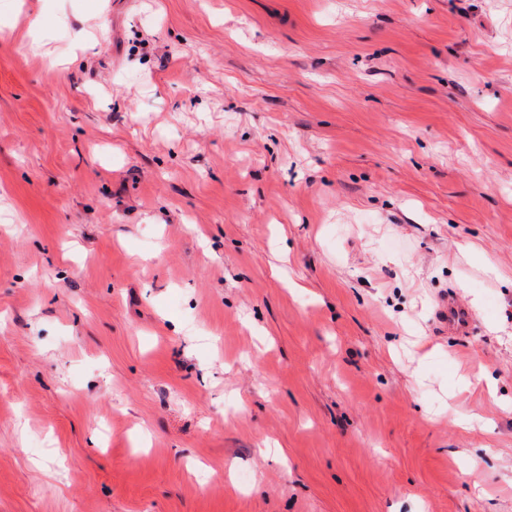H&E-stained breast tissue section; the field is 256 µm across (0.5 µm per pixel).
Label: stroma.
<instances>
[{
  "label": "stroma",
  "instance_id": "obj_1",
  "mask_svg": "<svg viewBox=\"0 0 512 512\" xmlns=\"http://www.w3.org/2000/svg\"><path fill=\"white\" fill-rule=\"evenodd\" d=\"M7 26L0 512H512V0ZM438 313L443 327L455 334H468L474 327L475 320L471 313L454 300L443 303Z\"/></svg>",
  "mask_w": 512,
  "mask_h": 512
}]
</instances>
